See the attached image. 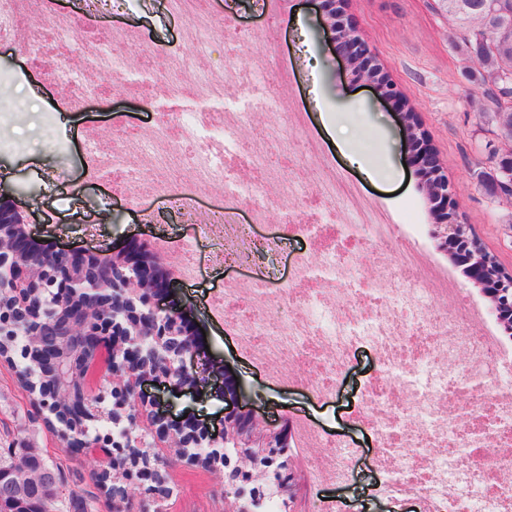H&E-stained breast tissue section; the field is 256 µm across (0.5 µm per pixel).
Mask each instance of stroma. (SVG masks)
Segmentation results:
<instances>
[{"mask_svg": "<svg viewBox=\"0 0 512 512\" xmlns=\"http://www.w3.org/2000/svg\"><path fill=\"white\" fill-rule=\"evenodd\" d=\"M203 7L217 23L231 22L249 36L240 51L244 70L261 66L274 76L287 73L289 90L281 100L305 113L311 136L324 146L325 162L387 214L396 239L416 240L435 265L458 280L461 300L484 311L480 330L499 331L488 300L433 237L417 169H410L398 186L369 179L351 165L338 129L325 125L324 112L340 98L365 114L354 139L358 152L378 165L388 158L406 163L412 152L393 103L353 74L330 41L323 0H282L273 13L265 12L260 0H204ZM344 14L390 82L413 106L429 144L456 186L459 215L500 265L512 271V203L490 196L480 182L481 171L488 168L485 146L493 138L492 126L479 97V69L451 40L453 20L440 10L437 0H345ZM113 27L135 30L164 52L182 44L183 22L167 12L165 0H125L111 15L88 19L86 30L95 38ZM305 37L314 44L315 56L303 52ZM61 58L74 66L84 62L83 52L65 56L56 48L40 67L10 38L0 37V77L6 79V91L0 93V129L8 131L11 142L10 147L0 148V198L12 202L25 217L31 238L56 248L117 254L148 243L161 231L174 237L187 232L172 215L173 201L146 198V208L158 216L153 223L126 203L111 178L87 183L86 139H97L102 149H111L113 128L145 134L157 113L171 110L252 113L251 125L240 134L246 143L267 123V111L260 105L267 97L265 91L249 94L232 88L221 99L205 101L192 95L178 99L155 95L148 89L157 71L155 62L138 56L124 77L126 92L106 91L81 111L67 113L60 89L46 75L47 66ZM470 92L476 98L468 104L464 97ZM213 248L209 238L199 237L200 278L186 284L168 279L156 297L160 308L176 309L195 332L198 349L188 368L201 379L197 387L179 392L161 379L144 381L141 389L156 401L159 414L208 431L218 428L224 418V395L233 389L244 409L256 411L267 435L279 432L292 414L301 413L328 433L365 442L367 434L357 422V400L361 387L381 370L376 357L357 352L338 375L334 396L324 402L303 388L274 385L245 359L211 314L212 301L225 279L241 274L237 268L210 265ZM22 363L18 353L12 361L0 359V448L38 449L45 458L60 462L64 496L73 506L114 512L95 484L97 465L92 456L67 453L64 426L47 408L36 405L19 383L17 370ZM161 471L171 496L158 503L136 495L124 504L123 512H224V488L218 477L181 459ZM376 479L366 460L353 463L349 482L339 490L349 512H394L391 500L371 494Z\"/></svg>", "mask_w": 512, "mask_h": 512, "instance_id": "35a3bbf8", "label": "stroma"}]
</instances>
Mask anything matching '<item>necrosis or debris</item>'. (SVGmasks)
<instances>
[{
  "instance_id": "necrosis-or-debris-1",
  "label": "necrosis or debris",
  "mask_w": 512,
  "mask_h": 512,
  "mask_svg": "<svg viewBox=\"0 0 512 512\" xmlns=\"http://www.w3.org/2000/svg\"><path fill=\"white\" fill-rule=\"evenodd\" d=\"M168 6L185 31L183 49L166 55L165 92L220 98L231 87L251 91L254 83L239 66L245 43L239 31L225 27L232 48L223 75H216L203 63L213 17L200 0H168ZM0 34L36 58L47 41L69 48L83 40L73 17L56 14L52 0H0ZM153 51L142 36L113 29L90 48L84 67L62 62L49 78L79 105L100 97L104 80L128 69L132 53ZM252 118L167 112L148 134L119 136L108 150L90 140L85 154L119 176L131 206L147 194L171 198L190 227L207 213L206 235L224 245L219 262L248 268L255 257L276 256L284 236L311 240L312 250L294 258L288 284L226 281L216 319L278 385L303 386L320 400L333 396L339 372L358 349L372 351L382 371L363 386L358 412L377 445L371 465L380 474L378 496L400 506L417 501L421 512H512V382L496 384L512 366L503 365L497 337L475 332V308L455 303L451 282L430 286L421 274L426 254L414 243L397 246V275L363 280L364 258L384 263L381 247L392 239V225L378 210L360 207L357 188L313 161V148L295 151L300 113L277 107L263 133L241 143L239 132ZM274 149L295 167L310 168L311 179L271 177L266 158ZM179 169L190 171L189 180H173ZM214 191L217 202L201 209L200 200ZM314 197L324 209L320 221L300 212L284 229L253 232L252 222L267 213ZM243 210L250 223H240ZM294 432L301 447L315 450L303 461L311 486L347 479L360 453L356 445L335 442L305 417L295 418Z\"/></svg>"
}]
</instances>
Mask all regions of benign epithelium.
Segmentation results:
<instances>
[{"label":"benign epithelium","mask_w":512,"mask_h":512,"mask_svg":"<svg viewBox=\"0 0 512 512\" xmlns=\"http://www.w3.org/2000/svg\"><path fill=\"white\" fill-rule=\"evenodd\" d=\"M326 2L328 29L343 49L345 60L398 107L399 121L414 147L409 161L422 176L434 237L448 251L451 261L462 268L469 282L488 299L503 331L511 334L512 273L498 263L492 266L484 260L485 248L473 234L472 225L448 219V214H456V191L448 182L447 170L427 141L418 136L419 123H406L405 98L390 81L371 77V51L355 27L342 19L341 5L336 0ZM144 252L140 245L132 255L112 257L42 249L29 240L22 220L0 199V277H6L0 288L11 289L14 302L13 309L0 313V334L11 327L13 320L38 329L54 322L59 329L77 330L80 341L94 350L93 359L79 361L67 360L60 349L51 346L29 344L23 351L24 357L45 371L33 381V386L46 393L51 400L50 409L59 414L60 422L85 431L87 423L103 418L115 425L126 420L119 409L105 411L86 387L78 393L67 387L77 366L88 371L105 354L112 390L123 396L120 409H127L132 401L137 407L136 434L123 435L126 444L134 442L160 451L189 448L198 444L195 426L190 422L166 421L140 390L141 382L148 376L161 375L175 388L194 383L183 357L196 351L193 333L181 316L153 305L168 272L159 259L142 256ZM225 400L224 431L210 435L208 441L212 464L209 472L229 465L234 456L240 459L241 467L232 469L229 478L242 486L224 491L226 512H254L258 495L278 498L293 487L290 470L261 464L264 457L287 454L288 435L284 431L274 441H265L257 417L239 412L237 393L229 391ZM138 463L140 460L133 457L111 456L108 460V465L116 468L117 478L124 482L128 481L131 466ZM0 487L9 491L17 509L35 499L47 504L56 492L54 484L45 478L38 493L32 495L9 470H0Z\"/></svg>","instance_id":"obj_1"}]
</instances>
